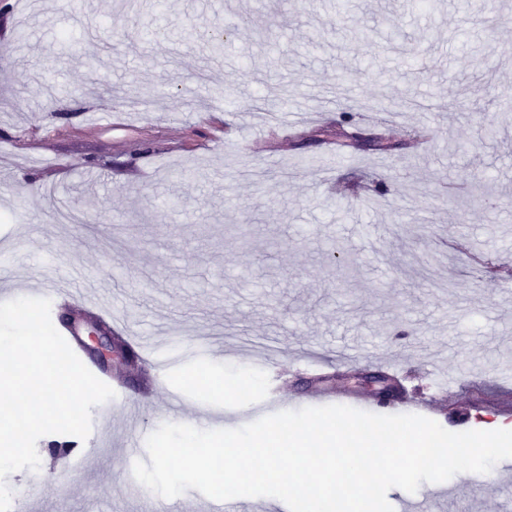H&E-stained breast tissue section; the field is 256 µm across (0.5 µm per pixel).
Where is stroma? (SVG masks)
<instances>
[{
	"label": "stroma",
	"instance_id": "1",
	"mask_svg": "<svg viewBox=\"0 0 512 512\" xmlns=\"http://www.w3.org/2000/svg\"><path fill=\"white\" fill-rule=\"evenodd\" d=\"M12 3L0 0L8 299L41 297L37 267L74 266L106 283L99 302L153 337L155 358L217 345L141 404L140 368L113 364L129 400L107 446L88 436L74 463L72 436L41 437L39 471L5 478L14 501L37 478L45 512H142L158 496L129 483L148 434L195 425L204 407L222 409L224 428L251 423L273 371L287 409L304 408L318 383L299 364L314 353L369 355L329 371L351 391L357 373L397 372L390 414L429 401L451 432L494 418L489 393L441 395L434 381L512 371V287L486 284L437 240L465 238L512 269V106L498 95L512 88V0H337L313 14L296 0ZM227 27L220 55L198 36ZM276 87L311 121L256 123L241 142L239 117L254 120ZM383 111L399 126L371 121ZM346 113L403 149L336 157L315 137ZM422 126L427 148L410 138ZM208 368L219 395L192 383ZM507 467L452 477L458 512H512Z\"/></svg>",
	"mask_w": 512,
	"mask_h": 512
}]
</instances>
